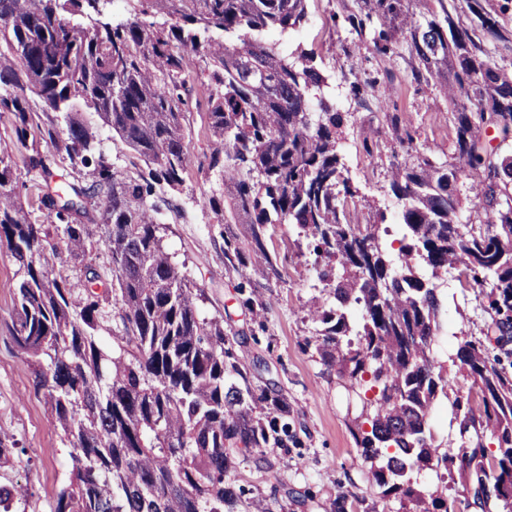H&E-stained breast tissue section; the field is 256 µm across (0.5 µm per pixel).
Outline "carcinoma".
I'll list each match as a JSON object with an SVG mask.
<instances>
[{
  "mask_svg": "<svg viewBox=\"0 0 512 512\" xmlns=\"http://www.w3.org/2000/svg\"><path fill=\"white\" fill-rule=\"evenodd\" d=\"M413 1L423 7L417 17ZM87 2L0 0V116L9 115L12 133L0 149V248L19 275L12 338L70 447L54 512H292L306 502L286 485L272 505L245 497L240 466L274 472L268 449L285 459L303 447L292 431L298 419L279 381L244 362L248 337L224 329V316L201 313L203 289L158 235L179 213L194 79L186 55L201 48L212 142L205 175H215L217 189L198 204L223 223L229 183L247 228L245 247L224 234V263L244 276L259 261L254 273L278 277L269 228L286 224L306 240L329 289L307 309L316 328L306 345L337 379L377 391L351 431L382 496L413 512H457L448 485L425 494L409 477L451 465L471 493L467 506L512 512V377L482 340H465L453 359L472 380L463 401L432 356L450 270L463 287L490 288L491 325L501 340L512 334V61H497L512 51V0H363L346 16L351 51L405 61L416 84L448 90L453 105L444 160L418 152L411 127L392 120L412 158L391 164L402 225L395 252L384 242L382 210L369 224L348 210L357 190L341 150L346 113L328 78L304 49L285 55L260 38L298 30L307 0H137L134 13L92 35L71 22ZM153 12L172 22L147 21ZM376 18L381 28L368 42ZM215 31L224 41L211 39ZM379 84L370 77L350 91L359 98ZM28 90L54 113L81 99L130 152V166L95 150L96 131L70 112L62 130L53 119L37 121ZM491 128L500 144L488 151L482 133ZM42 142L91 184L71 187L61 201L42 195L46 212L35 224L17 198L13 155ZM471 192L474 217L462 223ZM95 197L103 203L93 211ZM96 238L111 253L110 281L87 260ZM77 269L79 292L70 283ZM239 294L265 328L259 289ZM440 398L461 416L455 453L434 444ZM486 432L496 434L494 453L482 442ZM28 495L25 485H1L0 512Z\"/></svg>",
  "mask_w": 512,
  "mask_h": 512,
  "instance_id": "obj_1",
  "label": "carcinoma"
}]
</instances>
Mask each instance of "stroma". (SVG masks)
I'll return each instance as SVG.
<instances>
[{
	"label": "stroma",
	"instance_id": "stroma-1",
	"mask_svg": "<svg viewBox=\"0 0 512 512\" xmlns=\"http://www.w3.org/2000/svg\"><path fill=\"white\" fill-rule=\"evenodd\" d=\"M351 5L352 0H308V22L295 40L302 48L314 51L315 66L329 75L336 97L348 114L342 143L352 182L358 189L357 218L363 223L374 207L390 219L399 212L388 177L395 149L390 129L393 117L410 124L420 151L439 159L448 150L450 104L441 88L417 86L407 64L390 66L387 59L364 49L350 53L354 36L346 16ZM358 75L379 79L377 100L362 105L351 97L350 84ZM189 97L191 168L177 196L182 213L169 217L159 234L174 261L203 289L202 313L223 314L233 330L254 331V339L245 348V361L258 358L267 362L303 427L302 458H289L274 477L257 472L251 465L242 467L240 484L270 501L277 497L283 483L301 492L311 491L316 503L301 512H318L317 502L341 493L361 501L364 512H403L398 500L381 497L369 482L358 454L350 425L362 410L361 397L346 391L343 383L322 366L314 348L305 345L315 325L305 318L301 307L322 295L306 249L282 234L274 235L271 248L279 256L282 275L252 279L253 286L261 288L271 302L265 312V330H254L250 313L240 308L236 288L242 278L224 264V227L212 212L196 204L198 196L216 187L215 181L206 179L200 171L207 162L211 141L206 84L196 81ZM367 138L380 141V148L366 153L363 141ZM17 173L20 201L35 222L42 219L39 195H54L68 191L70 186L89 183L87 176L61 160L46 178L21 157ZM16 281V267L7 251L0 249V441L15 447L11 461L0 467V485L30 486L26 500L16 504V512H51L66 478L69 445L43 399L35 395L30 374L11 339ZM486 303L481 289L463 288L449 281L442 312L448 332L437 337L433 349L437 359L447 365L448 379L462 397L467 396L471 381L453 366L452 358L460 341L481 338L489 322L483 310Z\"/></svg>",
	"mask_w": 512,
	"mask_h": 512
}]
</instances>
